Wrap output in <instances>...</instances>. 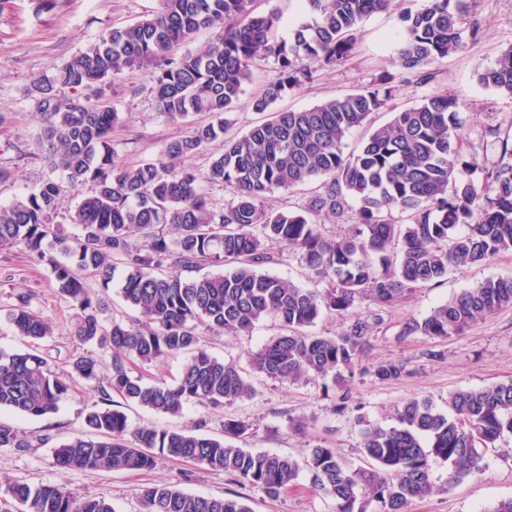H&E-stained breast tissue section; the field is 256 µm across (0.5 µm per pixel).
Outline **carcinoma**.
<instances>
[{
    "instance_id": "1",
    "label": "carcinoma",
    "mask_w": 512,
    "mask_h": 512,
    "mask_svg": "<svg viewBox=\"0 0 512 512\" xmlns=\"http://www.w3.org/2000/svg\"><path fill=\"white\" fill-rule=\"evenodd\" d=\"M253 0H161L160 10L114 28L51 75L33 82L30 94L43 117L45 160L64 174L34 192L0 205V248H19L51 268L59 295L74 310L73 333L112 356L111 372L99 383L100 361L79 356L77 376L95 381L96 408L88 431L60 444L57 464L69 470L130 472L151 469L157 458L221 470L243 484L279 498L306 467L314 486L336 501V512H406L415 498L431 494L437 463L448 464V486L480 470V449L512 434V382L464 389L448 396L444 411L427 399H410L389 427L359 419L362 463L353 465L335 449L317 444L304 463L241 448L208 435L146 425L131 428L112 408V395L159 414L178 415L188 403L222 407L256 394L249 372L298 383L331 380L341 385L358 372L380 381L407 374L399 360L366 368L369 338L383 324L372 310L349 321L334 336L310 331L326 314L346 316L366 305L391 307L423 284L438 285L453 267L482 264L512 249V148L477 169L461 147L459 104L435 92L373 129L350 155L343 141L355 127L387 105L393 76L381 75L363 89L307 109L271 112L245 134L224 140L205 179L234 190L215 203L190 168L164 161L126 162L112 147L119 121L109 99L90 101L80 91L127 69L154 66L158 110L173 121L196 112L212 121L165 146V157H189L224 134L257 61L273 60L278 78L252 98L256 112L271 106L325 69L344 67L369 15L393 0H305L312 20L289 42L278 39L276 9L256 14ZM460 0H424L400 12L403 23L396 63L404 81L427 79L425 68L462 48ZM216 39L195 55L171 50L201 29ZM479 82L512 97V47ZM73 90L69 97L58 88ZM463 169L480 171L462 180ZM315 179L318 190L298 211L266 206L278 190ZM92 185V193L69 211L78 232L53 223L66 188ZM359 203L348 230L328 239L325 219L341 218L347 201ZM400 218H394V214ZM299 253L321 290L302 288L263 267L279 261L273 245ZM216 271L199 274L201 267ZM121 270V296L139 318L105 325L103 297L87 280L107 288ZM512 305V277H490L434 307L423 319L404 323L401 335L446 339ZM15 333L30 341L54 335L53 323L19 294L8 310ZM272 320L281 333L249 353V369L212 355L200 330L238 336ZM185 356L170 385L133 375L127 363L157 365ZM70 379L42 352L0 351V410L42 417L57 412ZM1 448H31L14 427L0 425ZM17 512H116L104 498L76 497L56 485L8 488ZM140 512H252L243 497H205L175 484H147Z\"/></svg>"
}]
</instances>
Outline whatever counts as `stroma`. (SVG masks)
Masks as SVG:
<instances>
[{"label": "stroma", "instance_id": "35a3bbf8", "mask_svg": "<svg viewBox=\"0 0 512 512\" xmlns=\"http://www.w3.org/2000/svg\"><path fill=\"white\" fill-rule=\"evenodd\" d=\"M160 8V0H0V168L11 178L0 183V202L28 195L46 179L60 178V171L44 162L39 143L41 121L28 89L32 81L50 74L53 66L66 63L96 42L112 27L143 19ZM483 27L477 38L465 39L456 54L430 65L429 82L398 87L386 108L371 116L368 126L353 129L344 141V153L356 151L369 126L389 122L394 113L423 96L443 92L461 105L462 151L479 167L497 162L501 141L512 142V98L485 87L479 73L492 65L502 51L512 47V0H467L460 23L467 32L471 18ZM402 29L397 9L376 12L362 24L360 37L348 64L326 69L276 102V109H302L322 100L350 93L368 85L390 70L397 36ZM151 68L126 70L112 84L94 85L85 94L108 98L120 121L112 130V146L129 162L159 160L168 141L186 135L189 123L168 120L161 114L151 92ZM277 77L273 61L253 67L237 107L230 113L228 135L246 132L259 115L249 102ZM512 276V251L496 255L479 266L452 269L441 284L417 288L397 306L383 309L384 323L373 333L366 363L385 360L406 362L408 376L381 382L364 375L349 383L354 411L336 412L335 394L324 391L320 379L289 385L255 376V397L221 408L188 405L177 416L157 414L125 403L131 426L155 424L187 431L203 430L220 438L226 419L248 425L246 445L257 451L304 459L315 444L336 449L346 460L358 462L360 426L365 417L382 426L392 425L398 406L413 398L432 399L446 407L450 393L512 381V306L471 323L461 334L447 339L427 336L400 338L409 319L427 316L464 289L489 277ZM28 292L44 316L52 320L55 333L40 343L60 369L85 355L110 364L111 356L99 346L81 343L72 332L73 311L58 294L50 269L32 263L20 249L0 250V349H26L6 318L18 293ZM277 329L260 322L252 335L224 336L204 333L208 350L218 358L246 364ZM94 391L89 382L75 380L57 413L23 417L0 412V423L17 428L35 440L32 448H0V512H12L7 493L11 484L23 481L33 486L55 484L77 497H101L117 512H138L142 486L177 483L186 491L205 497L232 493L246 498L253 512H336L335 500L312 485L308 471H301L295 487L269 499L259 488L240 484L232 476L180 461L161 458L143 472L67 470L58 466L54 449L86 430L85 418L93 408ZM448 467L436 465L435 490L411 501L407 512H492L503 499L512 498V435L501 438L483 453L482 468L453 488H446Z\"/></svg>", "mask_w": 512, "mask_h": 512}]
</instances>
